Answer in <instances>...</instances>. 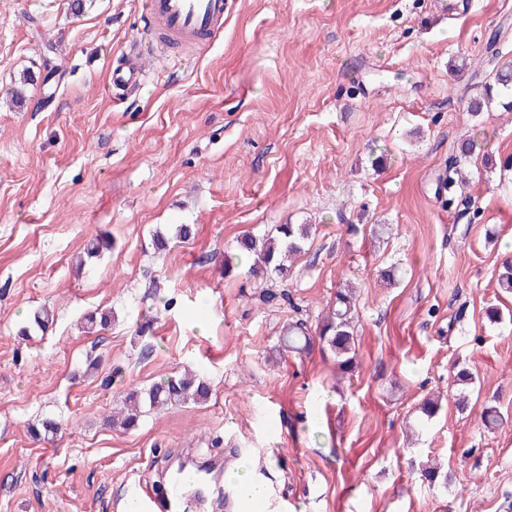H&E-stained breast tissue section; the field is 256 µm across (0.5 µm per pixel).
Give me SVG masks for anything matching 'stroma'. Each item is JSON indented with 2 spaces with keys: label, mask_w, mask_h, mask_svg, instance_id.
I'll return each mask as SVG.
<instances>
[{
  "label": "stroma",
  "mask_w": 512,
  "mask_h": 512,
  "mask_svg": "<svg viewBox=\"0 0 512 512\" xmlns=\"http://www.w3.org/2000/svg\"><path fill=\"white\" fill-rule=\"evenodd\" d=\"M231 3L211 48L142 55L130 92L110 73L149 39L145 0H0V512H124L126 482L162 489L177 448L228 468L253 449L288 512H512V107L487 93L512 0ZM48 57L55 92L16 104ZM279 224L311 227L287 281L226 268ZM95 238L111 247L90 258ZM349 285L353 373L318 347L280 357L288 323ZM43 307L53 326L20 335ZM187 366L206 402L108 425ZM45 418L50 442L28 431Z\"/></svg>",
  "instance_id": "obj_1"
}]
</instances>
